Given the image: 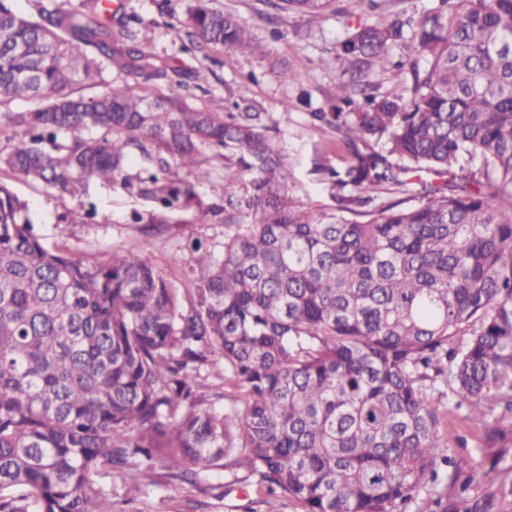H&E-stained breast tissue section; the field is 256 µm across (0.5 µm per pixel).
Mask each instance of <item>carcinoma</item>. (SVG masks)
Segmentation results:
<instances>
[{"instance_id":"obj_1","label":"carcinoma","mask_w":512,"mask_h":512,"mask_svg":"<svg viewBox=\"0 0 512 512\" xmlns=\"http://www.w3.org/2000/svg\"><path fill=\"white\" fill-rule=\"evenodd\" d=\"M209 2L188 6L183 51H261ZM264 2L312 23L336 0ZM139 23L104 0H36L30 15L0 0V106L25 103L0 113V171L73 197L119 181L165 224L194 199L172 165L206 178L211 151L230 183L251 177L249 212L225 194L223 255L195 239L181 291L146 239L105 263L47 247L0 184V512H112L100 467L136 460L134 482L162 458L196 479L231 455L304 512H407L437 478L436 382L477 423L512 414V220L492 205L512 196V0H438L340 43L336 96L310 113L352 155L326 171L328 210L278 194L272 113L244 97L192 107L203 71L152 62ZM398 43L431 65L380 96L371 75ZM473 153L492 163L486 182L439 179Z\"/></svg>"}]
</instances>
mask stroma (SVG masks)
<instances>
[{
  "label": "stroma",
  "mask_w": 512,
  "mask_h": 512,
  "mask_svg": "<svg viewBox=\"0 0 512 512\" xmlns=\"http://www.w3.org/2000/svg\"><path fill=\"white\" fill-rule=\"evenodd\" d=\"M141 22L138 38L158 62L171 67H201L206 73L200 87L189 90L198 106L223 111L228 98L245 96L260 111L273 113L277 128L272 137L292 164L284 195L307 207L333 206L331 190L322 172L345 171L351 156L334 129L312 127L309 115L324 106L336 90L340 43L363 24L382 17L369 11L364 0H337L336 10L315 24L305 18L276 13L263 0H212L213 7L240 15L263 41L267 57L208 50L193 57L182 50L185 31L179 24L185 0H119ZM302 71L306 80L292 83L272 71L273 63ZM211 174L194 183V203L170 212L167 224H150L158 209L153 200L118 183L90 181L84 195L71 197L47 190L21 175L0 171L28 206L36 232L51 247H64L90 262L107 261L141 239L152 243L150 260L175 287H187L185 274L193 263L189 244L201 238L215 252L224 249L225 191L246 196L245 183L228 185L224 161L208 158ZM140 213L142 223L130 221ZM438 408L442 455L452 465L437 483L420 491L408 512H421L427 501L441 499L448 512H512V417L497 418V438L471 421L447 393L434 392ZM484 472V481L459 493L458 485L472 471ZM96 490L108 495L112 512H303L299 502L284 492L268 493L255 477L232 459L220 473L202 476L196 483L176 479L169 469L155 466L139 490L128 489L122 473L101 469L93 477Z\"/></svg>",
  "instance_id": "1"
}]
</instances>
